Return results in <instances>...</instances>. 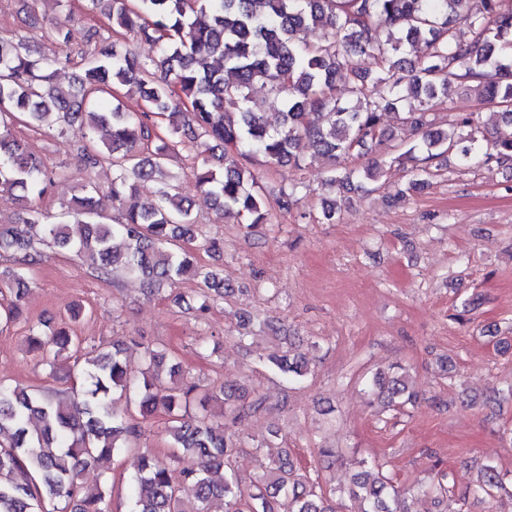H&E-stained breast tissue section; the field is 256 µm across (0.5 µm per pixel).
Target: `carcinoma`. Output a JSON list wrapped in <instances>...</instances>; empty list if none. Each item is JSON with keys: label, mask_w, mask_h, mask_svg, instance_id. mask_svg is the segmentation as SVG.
I'll list each match as a JSON object with an SVG mask.
<instances>
[{"label": "carcinoma", "mask_w": 512, "mask_h": 512, "mask_svg": "<svg viewBox=\"0 0 512 512\" xmlns=\"http://www.w3.org/2000/svg\"><path fill=\"white\" fill-rule=\"evenodd\" d=\"M82 9L103 15L112 37L84 52V69L67 86L56 78L58 57L21 37H0V192L17 193L27 213L24 227H0V250L18 254L16 267L0 273V292L14 294L0 308V326L20 315L37 237L102 275L121 271L172 284L190 274L201 286V312L232 293L223 271L196 264L187 247L197 236L193 203L179 191L185 172L171 171L186 141L207 165L192 168L204 203L219 220L249 221L250 230L267 223L271 207L294 205L299 183L271 198L260 168L304 170V139L331 161L321 182L328 224L336 223V195L369 191L386 163L411 164L399 198L424 188L433 161L450 151L464 165L512 168V8L504 0H82ZM309 27L323 30L320 43L301 40ZM381 28L388 30L384 40ZM51 36L72 48L69 19H52ZM130 39L155 45L156 55L140 59ZM359 54L369 55L373 68H360ZM339 78L348 85L345 100L334 94ZM453 81L501 109L504 128H485L477 112L435 126L431 111ZM258 84L283 98L277 126L253 100ZM134 91L143 106L127 112L122 99ZM388 113L412 138L391 144ZM159 117L169 120L163 134L154 132ZM48 122L61 137L80 131L81 166L112 168L106 193L114 214L98 208L90 193L99 187L88 183V194L73 198L60 221L46 222L41 203L68 168L31 154L14 128L38 130ZM370 144L385 149L381 160L354 164V152ZM150 183L159 187L145 204L140 192ZM82 315L76 306L59 327H31L29 349L51 356V370L59 358L81 352L72 326ZM281 340L263 367L300 386L310 374L307 360L291 337ZM124 352V341L114 340L75 366L84 386L77 397L0 382V512H108L112 485L87 487L81 474L129 449L139 452L133 512H213L217 501L224 512H336V489L300 473L276 437L255 447L268 459L265 470L242 477L234 460L247 441L190 409L196 385L162 373H180L174 352L143 345L139 377L128 372ZM366 387L399 414L416 400L398 374L378 371ZM219 394L226 414L265 407L260 394L235 380L224 379ZM118 397L126 399L123 412L115 408ZM159 413L170 423L164 458L143 443L144 423ZM184 454L199 459L196 468L179 467ZM356 467L348 496L359 512H412L380 464L361 459ZM505 491L506 475L483 464L472 495L491 501ZM448 493L433 478L408 490L415 499Z\"/></svg>", "instance_id": "obj_1"}]
</instances>
